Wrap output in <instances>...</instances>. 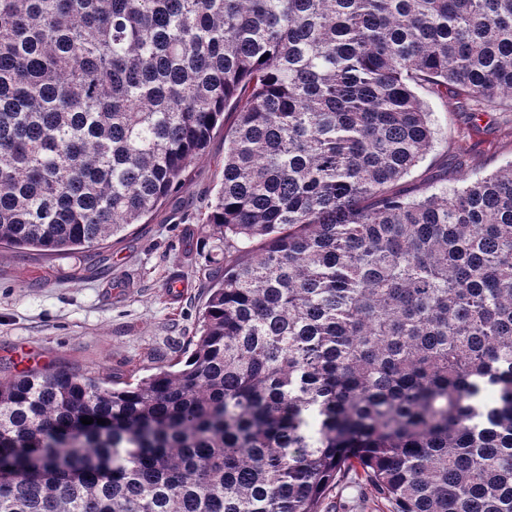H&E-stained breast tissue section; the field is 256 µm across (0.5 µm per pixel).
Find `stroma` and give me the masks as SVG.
<instances>
[{"instance_id": "1", "label": "stroma", "mask_w": 512, "mask_h": 512, "mask_svg": "<svg viewBox=\"0 0 512 512\" xmlns=\"http://www.w3.org/2000/svg\"><path fill=\"white\" fill-rule=\"evenodd\" d=\"M425 102L436 130L433 146L399 183L417 191L439 172L449 186L512 163V108L490 112L472 134L456 100ZM224 132L188 167L187 182L148 223L132 225L103 259L92 253L51 257L0 248V363L20 367L25 354L46 366L101 371L119 381L180 355L198 327L205 271L223 262L219 241L197 217L222 176ZM179 276L168 290L171 276ZM324 512H388L374 489L350 480L333 489Z\"/></svg>"}]
</instances>
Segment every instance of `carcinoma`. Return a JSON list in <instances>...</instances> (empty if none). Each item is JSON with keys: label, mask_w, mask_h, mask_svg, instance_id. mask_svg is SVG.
<instances>
[{"label": "carcinoma", "mask_w": 512, "mask_h": 512, "mask_svg": "<svg viewBox=\"0 0 512 512\" xmlns=\"http://www.w3.org/2000/svg\"><path fill=\"white\" fill-rule=\"evenodd\" d=\"M424 93L512 102V0H0V246L104 248L224 129L191 351L0 371V512H512V163L398 189ZM323 509V512H389L388 504L377 497L371 486L354 479L333 489Z\"/></svg>", "instance_id": "carcinoma-1"}]
</instances>
